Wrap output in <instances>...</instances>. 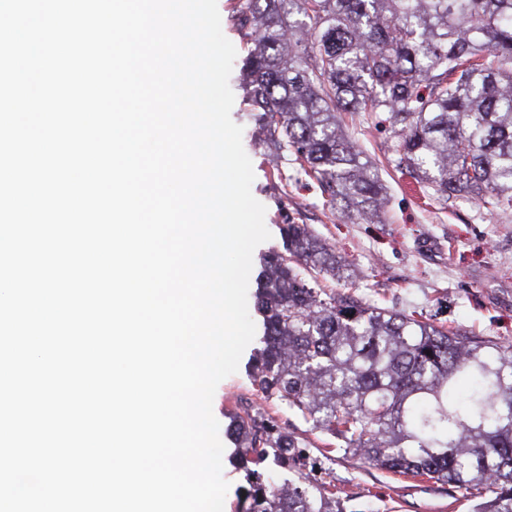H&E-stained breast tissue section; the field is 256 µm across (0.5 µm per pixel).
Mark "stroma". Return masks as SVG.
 <instances>
[{"mask_svg":"<svg viewBox=\"0 0 512 512\" xmlns=\"http://www.w3.org/2000/svg\"><path fill=\"white\" fill-rule=\"evenodd\" d=\"M221 27L237 55L229 84L235 101L233 121L243 128V147L252 161L254 197L266 208L271 237L253 252L260 262L281 248L284 215L309 224L357 266L355 287L367 302L417 311L469 337H493L512 344V214L483 215L462 199L441 203L411 193V179L396 170L385 136L360 115L343 116L346 133L376 164L391 202L386 223L364 224L341 218L315 182L294 167H275V149L252 120L243 61L248 47L236 25L238 0H217ZM254 346H247L235 374L223 379L213 398L219 424L229 411L265 408L277 422L298 433L305 425L277 403L263 402L249 373ZM316 478L334 484L356 512H473L451 484L405 477L373 465L335 457L323 459Z\"/></svg>","mask_w":512,"mask_h":512,"instance_id":"stroma-1","label":"stroma"}]
</instances>
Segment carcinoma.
<instances>
[{"mask_svg":"<svg viewBox=\"0 0 512 512\" xmlns=\"http://www.w3.org/2000/svg\"><path fill=\"white\" fill-rule=\"evenodd\" d=\"M254 121L340 213L387 214L386 186L341 128V113L389 114L395 167L428 199L512 212V0H239ZM284 250L262 259L256 391L308 426L301 437L260 411L233 413L249 489L242 512H347L300 449L307 434L401 475L451 483L473 512H512V345L466 340L415 313L370 306L355 272L287 215ZM297 475L281 487L270 465Z\"/></svg>","mask_w":512,"mask_h":512,"instance_id":"obj_1","label":"carcinoma"}]
</instances>
